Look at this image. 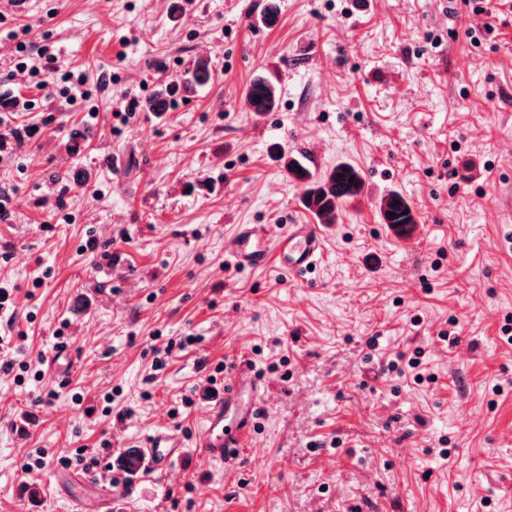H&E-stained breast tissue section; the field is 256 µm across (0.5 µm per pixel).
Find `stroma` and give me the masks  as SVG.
<instances>
[{
    "mask_svg": "<svg viewBox=\"0 0 512 512\" xmlns=\"http://www.w3.org/2000/svg\"><path fill=\"white\" fill-rule=\"evenodd\" d=\"M200 60L208 84L147 110ZM0 123V360L28 366L0 372V512L105 496L160 427L188 446L176 480L126 477L116 512H512V12L36 0L0 11ZM275 144L364 178L303 279L224 252L240 224L316 222ZM393 191L410 236L380 221ZM241 354L266 391L228 471L193 442ZM66 463L96 484L60 495ZM244 102L251 112H273L277 105L273 83L265 77L255 78L246 90ZM395 201H398V204H395ZM404 210H408V214H404ZM389 212H394V217H391ZM380 217L383 224L401 237L409 236L417 224L411 202L398 191L390 192L381 200Z\"/></svg>",
    "mask_w": 512,
    "mask_h": 512,
    "instance_id": "1",
    "label": "stroma"
}]
</instances>
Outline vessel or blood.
Wrapping results in <instances>:
<instances>
[{"mask_svg":"<svg viewBox=\"0 0 512 512\" xmlns=\"http://www.w3.org/2000/svg\"><path fill=\"white\" fill-rule=\"evenodd\" d=\"M226 252L235 267L254 268L272 261L300 277L317 265L323 252V236L316 224H292L282 231L271 224H242L227 244ZM264 393L261 381L252 373L246 359L233 360L226 374L223 399L205 413L204 427L195 443L198 455L235 468L240 451L260 417L259 403ZM134 453L135 464H128L121 457L114 462L116 470L125 474L134 465L159 480L168 481L175 463L184 457L186 446L174 430L156 429L143 437Z\"/></svg>","mask_w":512,"mask_h":512,"instance_id":"1","label":"vessel or blood"}]
</instances>
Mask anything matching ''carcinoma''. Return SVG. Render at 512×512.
<instances>
[{
  "instance_id": "obj_1",
  "label": "carcinoma",
  "mask_w": 512,
  "mask_h": 512,
  "mask_svg": "<svg viewBox=\"0 0 512 512\" xmlns=\"http://www.w3.org/2000/svg\"><path fill=\"white\" fill-rule=\"evenodd\" d=\"M210 72L204 63H199L183 80L182 86L193 90L205 85ZM174 84H162L154 97L147 103L152 112L160 111L158 103L169 101L176 91ZM244 102L248 109L259 114L272 112L276 108V89L265 77L255 78L245 93ZM288 173L295 180L306 184L302 197L303 206L313 213L322 224H333L341 206L361 194L364 181L360 172L351 164L341 162L322 175H314L307 167L295 159L286 164ZM380 217L384 224L396 235L406 237L416 226V218L411 202L400 192L392 191L380 203Z\"/></svg>"
}]
</instances>
